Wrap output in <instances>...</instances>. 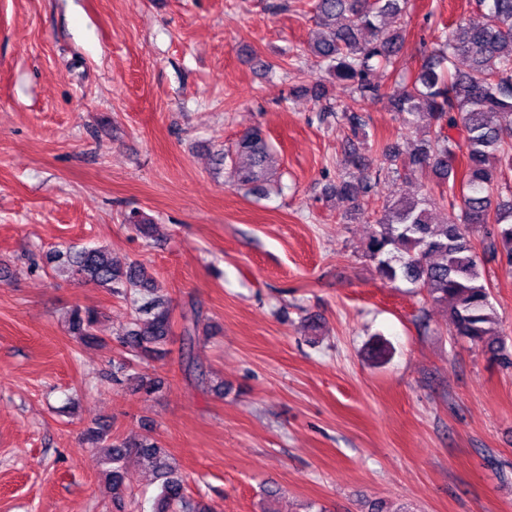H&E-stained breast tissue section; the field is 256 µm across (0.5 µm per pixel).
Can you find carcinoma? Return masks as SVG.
Segmentation results:
<instances>
[{
	"mask_svg": "<svg viewBox=\"0 0 512 512\" xmlns=\"http://www.w3.org/2000/svg\"><path fill=\"white\" fill-rule=\"evenodd\" d=\"M409 0H317L320 32L310 54L330 76L350 89L354 106L343 109L354 129L364 126V107L387 95L373 79L377 71H398L397 57L406 42L401 19ZM482 22L464 19L444 28L435 46L403 90L390 95L400 127L412 129L428 121V138L411 143L410 166L448 192L427 191L385 202L366 243V255L380 277L405 280L430 300L448 305V323L456 336L481 346L491 358L512 366V348L499 337V318L490 301L485 263L500 258L512 266V197L502 198L504 169H512V0H478ZM457 56L468 69L456 67ZM229 182L255 195L274 181L271 153L260 128L240 136ZM347 161L360 175L343 177L331 191L359 203L371 187L359 148L350 143ZM448 210L434 220L433 211ZM72 278L91 282L129 303L132 317L117 342L138 357L162 352L172 333L169 302L157 293L146 268L137 262L117 265L103 247L67 251L56 266ZM101 312L75 306L65 317L68 331L86 343L99 340ZM86 441L106 449L105 478L109 492L123 485L128 459L146 462L158 481L153 512H214L202 499L186 493L185 480L167 450L155 440L112 437L101 423L88 430Z\"/></svg>",
	"mask_w": 512,
	"mask_h": 512,
	"instance_id": "carcinoma-1",
	"label": "carcinoma"
}]
</instances>
